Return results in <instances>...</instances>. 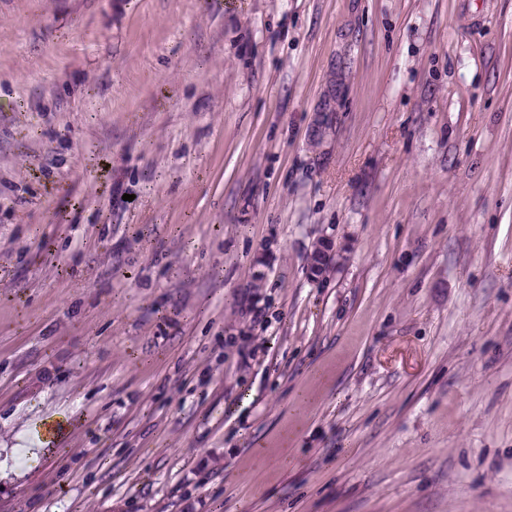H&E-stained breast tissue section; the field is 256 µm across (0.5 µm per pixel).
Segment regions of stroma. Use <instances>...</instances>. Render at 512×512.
<instances>
[{"label":"stroma","instance_id":"stroma-1","mask_svg":"<svg viewBox=\"0 0 512 512\" xmlns=\"http://www.w3.org/2000/svg\"><path fill=\"white\" fill-rule=\"evenodd\" d=\"M54 414L0 512H512V0H0V443Z\"/></svg>","mask_w":512,"mask_h":512}]
</instances>
